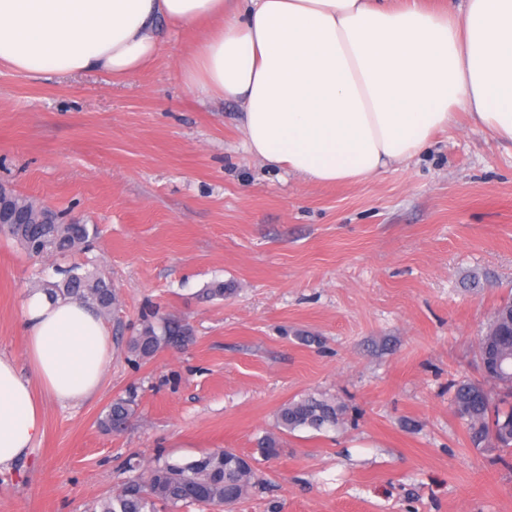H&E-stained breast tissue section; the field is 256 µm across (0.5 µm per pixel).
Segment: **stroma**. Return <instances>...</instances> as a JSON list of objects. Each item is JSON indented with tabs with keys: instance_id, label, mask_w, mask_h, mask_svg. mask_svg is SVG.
<instances>
[{
	"instance_id": "1",
	"label": "stroma",
	"mask_w": 512,
	"mask_h": 512,
	"mask_svg": "<svg viewBox=\"0 0 512 512\" xmlns=\"http://www.w3.org/2000/svg\"><path fill=\"white\" fill-rule=\"evenodd\" d=\"M203 34L162 26L154 62L124 79L0 67V183L94 225L74 259L119 299L101 392L44 399L42 437L0 473V512H90L129 464L215 448L252 456L261 482L233 512H512V453L474 447L452 408L512 294V143L461 112L419 157L306 181L244 150L239 103L185 88ZM64 266L0 236L1 354L24 362L32 275ZM162 316L192 343L135 359L131 338ZM130 393L125 431L102 430ZM306 395L335 401L336 426L260 457L278 410Z\"/></svg>"
}]
</instances>
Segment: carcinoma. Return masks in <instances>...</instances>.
Segmentation results:
<instances>
[{
  "label": "carcinoma",
  "mask_w": 512,
  "mask_h": 512,
  "mask_svg": "<svg viewBox=\"0 0 512 512\" xmlns=\"http://www.w3.org/2000/svg\"><path fill=\"white\" fill-rule=\"evenodd\" d=\"M0 233L16 240L31 255L66 258L88 249L96 236L94 226L80 221L57 224H5ZM38 288L50 295L76 297L106 316L117 295L102 274L74 264L57 281L41 280ZM191 342L187 324L167 317L146 322L130 343L131 352L149 359L164 348L182 350ZM484 382L461 381L456 385L452 407L467 425L476 445L493 443L512 448V298L499 305L486 334L479 339ZM132 397L112 399L100 421L108 431L122 430L134 416ZM336 403L302 397L286 403L277 415V428L288 433L301 428L322 431L336 426ZM260 454L273 458L281 441L269 434L258 443ZM133 475L102 499L96 512H178L196 505L233 512L234 506L259 486L252 461L232 448H217L188 462L157 457L143 472L129 466Z\"/></svg>",
  "instance_id": "carcinoma-1"
}]
</instances>
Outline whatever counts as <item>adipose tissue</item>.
<instances>
[{"mask_svg": "<svg viewBox=\"0 0 512 512\" xmlns=\"http://www.w3.org/2000/svg\"><path fill=\"white\" fill-rule=\"evenodd\" d=\"M164 23L207 24L183 84L238 101L248 153L308 181L355 183L411 160L459 109L512 141V0H465L459 16L381 0H0V67L123 79L154 61ZM20 327L26 367L0 354V472L42 435L40 395L87 401L112 359L79 299L29 292Z\"/></svg>", "mask_w": 512, "mask_h": 512, "instance_id": "obj_1", "label": "adipose tissue"}]
</instances>
